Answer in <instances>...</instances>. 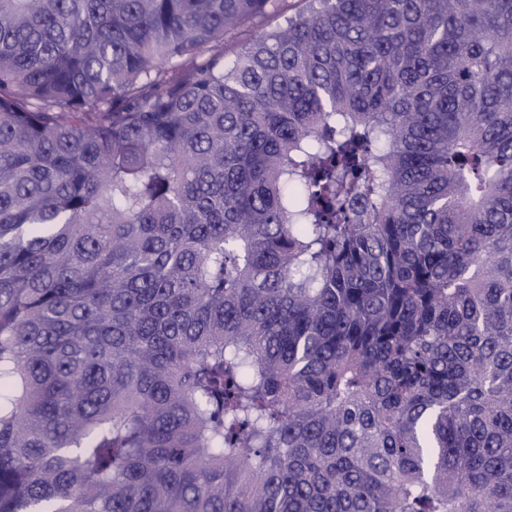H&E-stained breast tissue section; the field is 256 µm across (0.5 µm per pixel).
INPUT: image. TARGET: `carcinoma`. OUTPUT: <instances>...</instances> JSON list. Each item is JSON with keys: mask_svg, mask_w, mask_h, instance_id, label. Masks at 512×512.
Listing matches in <instances>:
<instances>
[{"mask_svg": "<svg viewBox=\"0 0 512 512\" xmlns=\"http://www.w3.org/2000/svg\"><path fill=\"white\" fill-rule=\"evenodd\" d=\"M0 0V512H512V0ZM304 7L305 4L299 0H286L283 11L268 14L265 17L255 19L246 24L243 28L244 37H251L263 32L264 30L275 27L277 24L283 22V16L293 15L298 11H301Z\"/></svg>", "mask_w": 512, "mask_h": 512, "instance_id": "cac0c4a2", "label": "carcinoma"}]
</instances>
